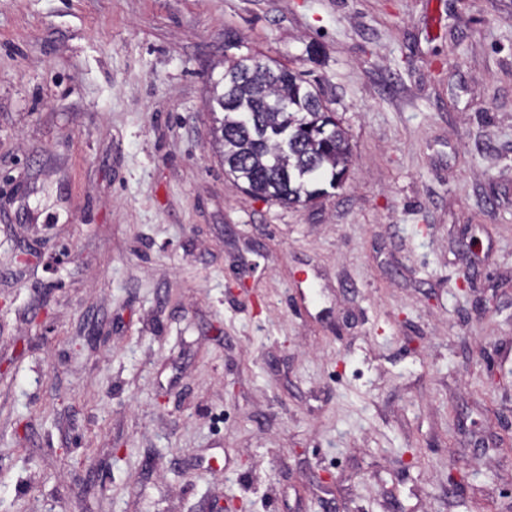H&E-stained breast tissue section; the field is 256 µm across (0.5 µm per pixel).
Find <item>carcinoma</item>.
Wrapping results in <instances>:
<instances>
[{
  "instance_id": "obj_1",
  "label": "carcinoma",
  "mask_w": 512,
  "mask_h": 512,
  "mask_svg": "<svg viewBox=\"0 0 512 512\" xmlns=\"http://www.w3.org/2000/svg\"><path fill=\"white\" fill-rule=\"evenodd\" d=\"M214 101L224 167L265 201L307 205L345 178L352 149L335 113L301 74L256 61H228Z\"/></svg>"
}]
</instances>
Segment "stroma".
Here are the masks:
<instances>
[{
  "label": "stroma",
  "instance_id": "obj_1",
  "mask_svg": "<svg viewBox=\"0 0 512 512\" xmlns=\"http://www.w3.org/2000/svg\"><path fill=\"white\" fill-rule=\"evenodd\" d=\"M245 55L316 203L224 167ZM223 507L512 512V0H0V512ZM229 60L214 101L224 167L265 201L307 205L345 178L352 149L346 131L301 74L253 59ZM288 144L283 147V133Z\"/></svg>",
  "mask_w": 512,
  "mask_h": 512
}]
</instances>
